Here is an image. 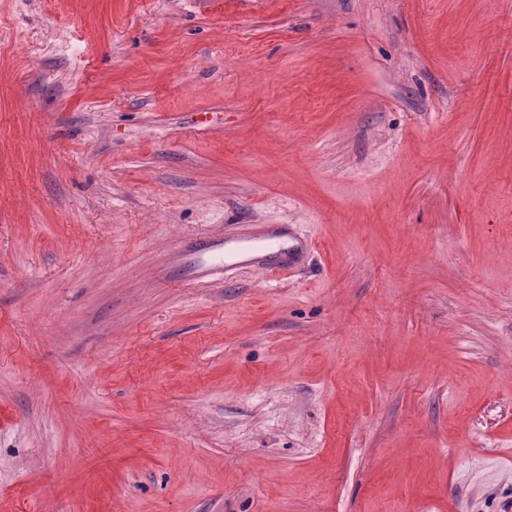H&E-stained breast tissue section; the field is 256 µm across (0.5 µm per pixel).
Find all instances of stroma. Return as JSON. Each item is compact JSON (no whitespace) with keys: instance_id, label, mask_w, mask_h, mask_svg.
I'll return each mask as SVG.
<instances>
[{"instance_id":"obj_1","label":"stroma","mask_w":512,"mask_h":512,"mask_svg":"<svg viewBox=\"0 0 512 512\" xmlns=\"http://www.w3.org/2000/svg\"><path fill=\"white\" fill-rule=\"evenodd\" d=\"M0 512H512V0H0ZM285 224H268L255 238L229 239L223 235L209 236L202 249L206 256L197 257L185 268V279L193 283L208 282L216 275H224V269L264 267L260 253L265 249L280 247V230Z\"/></svg>"}]
</instances>
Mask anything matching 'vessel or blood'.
I'll list each match as a JSON object with an SVG mask.
<instances>
[{
	"instance_id": "vessel-or-blood-1",
	"label": "vessel or blood",
	"mask_w": 512,
	"mask_h": 512,
	"mask_svg": "<svg viewBox=\"0 0 512 512\" xmlns=\"http://www.w3.org/2000/svg\"><path fill=\"white\" fill-rule=\"evenodd\" d=\"M280 225H267L255 238L230 239L221 235L210 237L204 254L185 268V278L193 283H204L223 274L225 268H257L261 253L280 245Z\"/></svg>"
}]
</instances>
